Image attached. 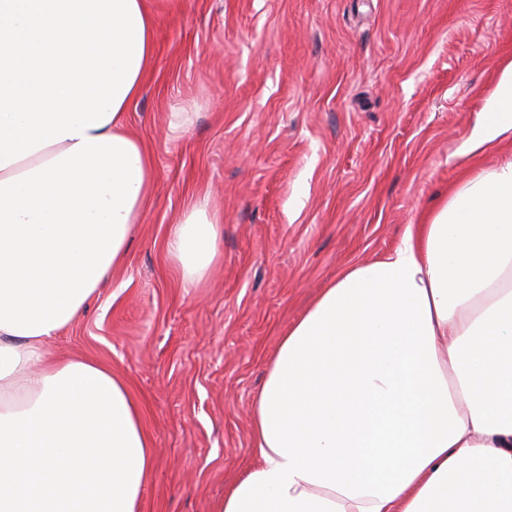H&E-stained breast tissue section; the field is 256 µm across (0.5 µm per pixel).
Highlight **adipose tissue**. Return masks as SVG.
I'll return each mask as SVG.
<instances>
[{
    "mask_svg": "<svg viewBox=\"0 0 512 512\" xmlns=\"http://www.w3.org/2000/svg\"><path fill=\"white\" fill-rule=\"evenodd\" d=\"M155 33L144 0H0V512H138L153 469L124 383L46 344L123 263L151 196L127 112ZM219 239L200 201L172 224L185 287ZM251 430L258 462L222 512H512V158L322 288Z\"/></svg>",
    "mask_w": 512,
    "mask_h": 512,
    "instance_id": "ef3b65f1",
    "label": "adipose tissue"
}]
</instances>
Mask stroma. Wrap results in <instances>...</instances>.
Masks as SVG:
<instances>
[{"mask_svg":"<svg viewBox=\"0 0 512 512\" xmlns=\"http://www.w3.org/2000/svg\"><path fill=\"white\" fill-rule=\"evenodd\" d=\"M146 3L155 56L127 122L154 191L124 263L48 350L125 382L155 457L140 512H219L256 462L253 399L288 325L512 155V129L486 123L512 0ZM202 199L220 259L187 288L166 239Z\"/></svg>","mask_w":512,"mask_h":512,"instance_id":"35a3bbf8","label":"stroma"}]
</instances>
